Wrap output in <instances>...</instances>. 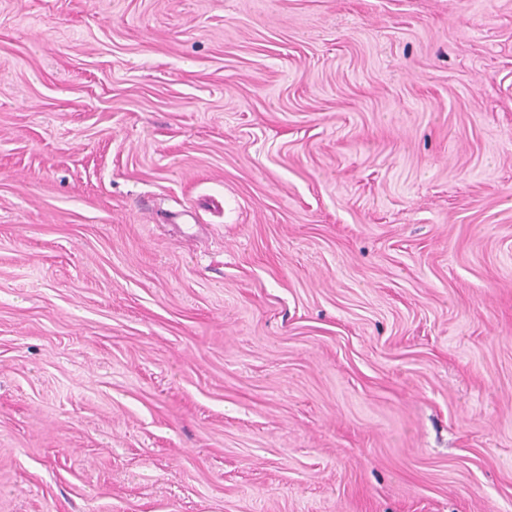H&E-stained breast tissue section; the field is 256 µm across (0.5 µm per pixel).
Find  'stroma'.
<instances>
[{
  "label": "stroma",
  "mask_w": 512,
  "mask_h": 512,
  "mask_svg": "<svg viewBox=\"0 0 512 512\" xmlns=\"http://www.w3.org/2000/svg\"><path fill=\"white\" fill-rule=\"evenodd\" d=\"M0 512H512V0H0Z\"/></svg>",
  "instance_id": "1"
}]
</instances>
